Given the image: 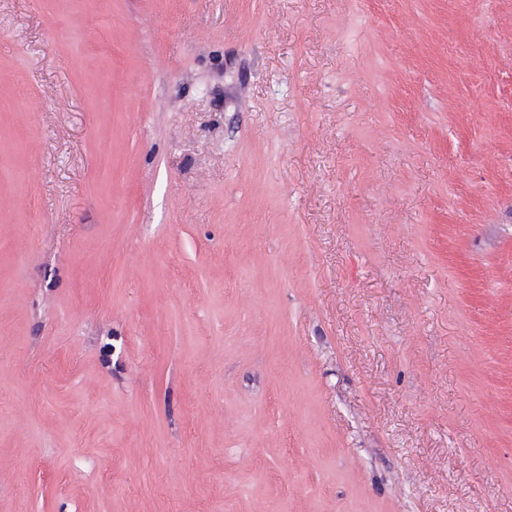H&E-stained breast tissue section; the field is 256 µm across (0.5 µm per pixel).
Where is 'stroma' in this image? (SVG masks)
Returning a JSON list of instances; mask_svg holds the SVG:
<instances>
[{
  "mask_svg": "<svg viewBox=\"0 0 512 512\" xmlns=\"http://www.w3.org/2000/svg\"><path fill=\"white\" fill-rule=\"evenodd\" d=\"M0 512H512V0H0Z\"/></svg>",
  "mask_w": 512,
  "mask_h": 512,
  "instance_id": "35a3bbf8",
  "label": "stroma"
}]
</instances>
